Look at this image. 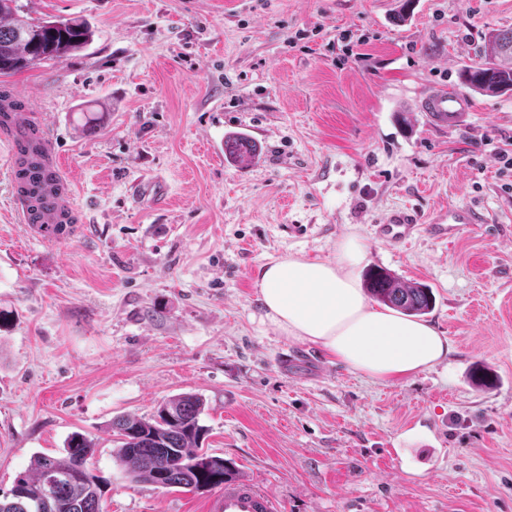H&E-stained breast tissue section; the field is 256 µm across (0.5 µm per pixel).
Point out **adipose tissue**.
<instances>
[{
  "mask_svg": "<svg viewBox=\"0 0 512 512\" xmlns=\"http://www.w3.org/2000/svg\"><path fill=\"white\" fill-rule=\"evenodd\" d=\"M365 257L362 237L352 233L332 260H269L258 279L263 322L284 338L322 346L371 381L406 378L447 362L453 346L433 324L368 302L359 282Z\"/></svg>",
  "mask_w": 512,
  "mask_h": 512,
  "instance_id": "1",
  "label": "adipose tissue"
}]
</instances>
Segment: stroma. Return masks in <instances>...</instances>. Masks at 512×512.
Here are the masks:
<instances>
[{"instance_id": "1", "label": "stroma", "mask_w": 512, "mask_h": 512, "mask_svg": "<svg viewBox=\"0 0 512 512\" xmlns=\"http://www.w3.org/2000/svg\"><path fill=\"white\" fill-rule=\"evenodd\" d=\"M21 2L94 35L0 76L79 212L57 238L18 223L0 145V497L79 432L112 481L103 512H209L212 492L132 482L114 458V418L190 392L205 449L284 512H512V95L458 78L512 0ZM437 86L472 111L434 127L417 103ZM234 131L260 148L250 166L224 159ZM451 204L478 229L377 236L392 211ZM353 231L363 269L431 287L449 366L371 383L262 323L261 265L335 258ZM477 364L493 388L470 384Z\"/></svg>"}]
</instances>
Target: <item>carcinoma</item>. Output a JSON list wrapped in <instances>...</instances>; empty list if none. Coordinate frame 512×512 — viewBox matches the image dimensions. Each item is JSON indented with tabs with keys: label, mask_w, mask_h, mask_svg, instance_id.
Instances as JSON below:
<instances>
[{
	"label": "carcinoma",
	"mask_w": 512,
	"mask_h": 512,
	"mask_svg": "<svg viewBox=\"0 0 512 512\" xmlns=\"http://www.w3.org/2000/svg\"><path fill=\"white\" fill-rule=\"evenodd\" d=\"M91 31L79 19L60 23L24 14L18 0H0V74L20 72L47 60H59L89 41ZM461 79L484 95L512 91V28L488 33L482 58L468 66ZM24 104L0 90V129H9L10 113ZM27 144L15 161L21 188L31 202V221L37 222L45 207L44 187L54 180L37 156L44 143L34 129L13 131ZM256 146L244 134L224 139V155L234 163L248 165ZM366 289L378 302L407 316L432 310L431 288L373 270L366 275ZM204 401L197 394L177 395L160 404L149 418L124 416L112 421L118 436L114 454L117 464L135 482L159 489L212 490L236 479L224 458L204 450L209 428L201 424ZM93 444L79 432L72 433L60 456L36 454L28 472L18 476L8 496L0 499V512H102L106 478L93 473L89 461Z\"/></svg>",
	"instance_id": "1"
}]
</instances>
